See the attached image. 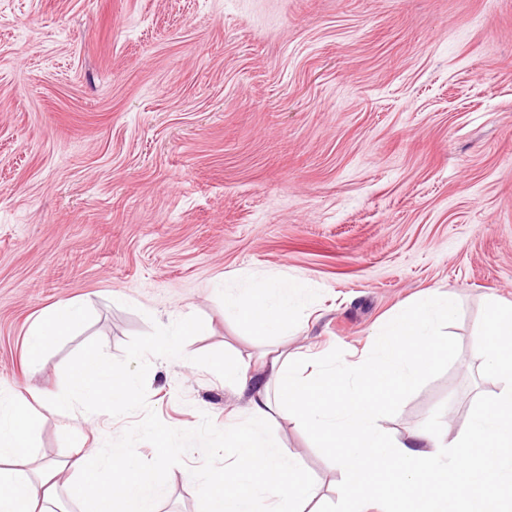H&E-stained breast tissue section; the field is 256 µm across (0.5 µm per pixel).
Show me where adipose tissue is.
Here are the masks:
<instances>
[{"label": "adipose tissue", "mask_w": 512, "mask_h": 512, "mask_svg": "<svg viewBox=\"0 0 512 512\" xmlns=\"http://www.w3.org/2000/svg\"><path fill=\"white\" fill-rule=\"evenodd\" d=\"M299 292L288 278L259 279L242 295L225 289L224 312L263 335L283 336ZM457 311L448 293L430 290L379 326L365 359L316 375L281 349L225 365V386L248 396L247 417L224 423L233 451L225 478L197 467L184 473L205 512H305L316 487L283 445V421L308 427L331 448L346 512H512V304L495 303L476 329L478 355L501 388L471 412L461 433L449 437L447 426L435 424L399 440L379 423L435 366L445 344L438 327ZM84 318L73 302L45 310L29 332V371L38 372L52 341ZM138 383L91 356L50 399L73 416L116 411L134 401ZM40 399L0 389V512H59L64 500L79 512H159L167 489L152 462L131 449L105 456L79 447L63 460L39 462Z\"/></svg>", "instance_id": "1"}]
</instances>
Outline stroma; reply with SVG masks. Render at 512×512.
Instances as JSON below:
<instances>
[{
	"mask_svg": "<svg viewBox=\"0 0 512 512\" xmlns=\"http://www.w3.org/2000/svg\"><path fill=\"white\" fill-rule=\"evenodd\" d=\"M294 276L287 335L225 317L230 277ZM440 288L451 348L381 417L456 436L499 392L476 355L512 303V0H0V385L51 392L96 352L142 374L130 407L74 430L38 408L37 451L151 456L160 512H200L185 468L225 473L224 364L270 344L303 364L361 360L391 314ZM81 304L29 374L27 332ZM197 325L157 355L161 330ZM339 512L341 475L280 430Z\"/></svg>",
	"mask_w": 512,
	"mask_h": 512,
	"instance_id": "obj_1",
	"label": "stroma"
}]
</instances>
